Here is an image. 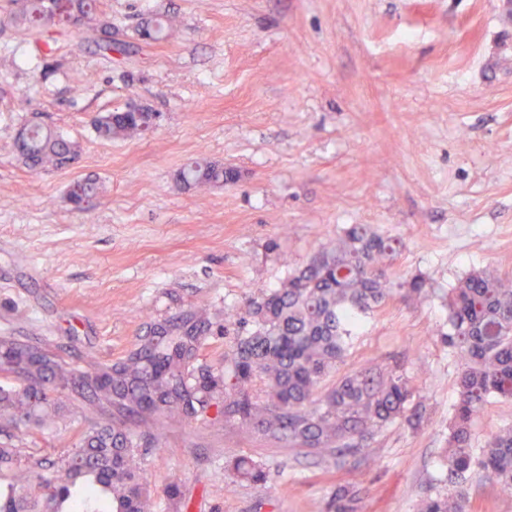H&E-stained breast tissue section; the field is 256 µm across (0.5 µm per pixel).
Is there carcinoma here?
<instances>
[{
    "label": "carcinoma",
    "mask_w": 512,
    "mask_h": 512,
    "mask_svg": "<svg viewBox=\"0 0 512 512\" xmlns=\"http://www.w3.org/2000/svg\"><path fill=\"white\" fill-rule=\"evenodd\" d=\"M57 19L89 15L94 0H26L25 20L37 24L50 6ZM146 112H110L93 122L98 137L110 140L143 133ZM31 169L61 166L74 145L40 125L25 128L16 143ZM190 187L232 183L237 173L206 160L179 172ZM98 183H74L71 200L96 194ZM401 243L366 224L347 227L336 243L311 255L290 271L282 286L250 301L252 329L235 338L224 371L194 373L188 364L200 337L228 334L193 311L185 317L154 323L150 340L123 361L82 369L51 350L0 336V376L20 386L0 387V422L24 417L38 424L51 417L59 400L45 385L71 391L94 402L117 407L124 419L85 432L49 475L35 476L21 465L13 448H0V512H154V496L140 466L136 425L196 419L214 410L278 441L297 453L319 454L339 465L347 456L365 453L368 436L408 419L416 389L400 366L366 368L344 374L326 391L322 381L339 371L360 316L394 296L424 293L418 278L401 279L389 271ZM448 352L460 369L459 399L448 433L440 490L422 500L419 512H471L475 477L512 492V428L489 437L481 448L471 444V427L489 399L512 400V288L492 272L466 277L448 292ZM263 386L265 399L252 393ZM233 478L265 483L267 467L247 456L224 467ZM160 494L186 512L180 480L173 478Z\"/></svg>",
    "instance_id": "obj_1"
}]
</instances>
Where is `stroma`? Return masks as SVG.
Masks as SVG:
<instances>
[{
    "label": "stroma",
    "mask_w": 512,
    "mask_h": 512,
    "mask_svg": "<svg viewBox=\"0 0 512 512\" xmlns=\"http://www.w3.org/2000/svg\"><path fill=\"white\" fill-rule=\"evenodd\" d=\"M83 26L14 23L0 0V336L110 363L154 322L204 308L219 324L289 270L370 225L399 239L394 272L425 295L364 317L343 369L400 363L421 422L378 432L344 467L297 455L223 415L171 420L139 440L145 476L182 484L189 512H331L356 470L354 512H418L458 397L443 340L448 291L490 269L512 282V15L503 0H97ZM171 26L147 36L146 18ZM111 28L114 51L100 49ZM134 104L151 131L92 128ZM77 147L31 173L19 130ZM238 179L198 190L189 162ZM97 181L73 204L74 182ZM115 412L74 399L55 422L0 431L33 473ZM247 455L266 484L225 475Z\"/></svg>",
    "instance_id": "35a3bbf8"
}]
</instances>
